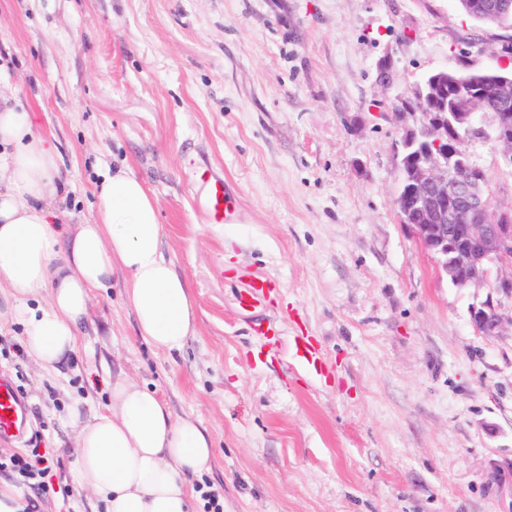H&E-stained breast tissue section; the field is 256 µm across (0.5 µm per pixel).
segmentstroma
<instances>
[{
  "mask_svg": "<svg viewBox=\"0 0 512 512\" xmlns=\"http://www.w3.org/2000/svg\"><path fill=\"white\" fill-rule=\"evenodd\" d=\"M512 26L457 0H0L10 84L36 115L76 218L98 176L143 181L162 253L191 292L181 352L138 334L121 281L92 294L75 356L52 375L0 332V375L54 482L44 512H93L72 477L67 414L105 410L117 376L200 420L224 512H512V334L469 321L402 224L395 114L432 72L512 71ZM495 205L512 168L476 146ZM223 178L237 219L208 223L200 170ZM265 280L266 300L238 294ZM317 352L298 358L296 338Z\"/></svg>",
  "mask_w": 512,
  "mask_h": 512,
  "instance_id": "obj_1",
  "label": "stroma"
}]
</instances>
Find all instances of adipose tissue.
Listing matches in <instances>:
<instances>
[{"instance_id":"ef3b65f1","label":"adipose tissue","mask_w":512,"mask_h":512,"mask_svg":"<svg viewBox=\"0 0 512 512\" xmlns=\"http://www.w3.org/2000/svg\"><path fill=\"white\" fill-rule=\"evenodd\" d=\"M56 148L34 115L0 89V329L23 326L44 373L75 355L90 293L124 274V299L154 351H181L195 333L187 282L161 252L163 228L144 183L118 167L95 187L96 216L71 224L49 207L65 198ZM106 409L72 407L75 481L104 512H191L188 478L210 470L213 442L193 419H174L154 391L117 377Z\"/></svg>"}]
</instances>
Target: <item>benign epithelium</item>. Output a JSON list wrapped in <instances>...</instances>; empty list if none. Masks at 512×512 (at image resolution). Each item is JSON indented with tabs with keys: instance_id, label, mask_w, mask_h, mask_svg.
I'll return each instance as SVG.
<instances>
[{
	"instance_id": "7a95c632",
	"label": "benign epithelium",
	"mask_w": 512,
	"mask_h": 512,
	"mask_svg": "<svg viewBox=\"0 0 512 512\" xmlns=\"http://www.w3.org/2000/svg\"><path fill=\"white\" fill-rule=\"evenodd\" d=\"M468 15L482 19L512 17V0H467ZM501 101L512 95V78L491 72ZM451 79L447 70L426 77L415 90L420 125L401 138L403 180L394 199L401 221L458 288H486L474 295L469 314L474 330L486 337L512 327V205L490 210L485 176L473 162L459 129H485L491 114V138L503 147V163L512 167V111L485 108L486 92Z\"/></svg>"
}]
</instances>
